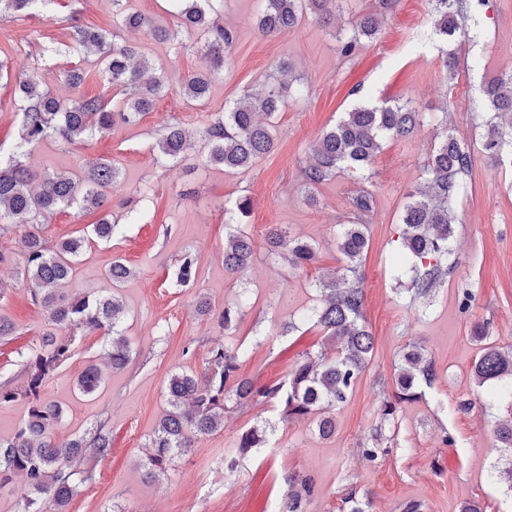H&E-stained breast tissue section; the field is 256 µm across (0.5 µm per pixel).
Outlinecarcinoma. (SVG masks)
<instances>
[{
  "instance_id": "carcinoma-1",
  "label": "carcinoma",
  "mask_w": 512,
  "mask_h": 512,
  "mask_svg": "<svg viewBox=\"0 0 512 512\" xmlns=\"http://www.w3.org/2000/svg\"><path fill=\"white\" fill-rule=\"evenodd\" d=\"M57 0H0V16L24 21L53 11ZM182 28L200 36L197 48L206 60L205 68L182 82L183 95L195 102L208 98L213 72L224 65V50L234 39L231 29L218 23L212 13L215 0H172ZM345 0H262L259 32L274 36L296 27L304 15L311 14L324 24L330 21ZM488 0H432V22L439 40L450 45L469 34L467 22L480 24V13ZM396 0H371V6L359 16L349 35L338 39V50L350 57L362 41L379 35L382 20L393 11ZM112 12L118 23L130 29H147L161 40H175L171 30L156 26L146 16L126 10L125 0H112ZM67 51L74 55L94 53L100 73L108 86L119 89L121 98L108 103L104 95H83L71 102L40 88L34 78L19 79L15 105L21 115L19 140L5 160L0 159V236L19 226L24 234V261L20 271L30 288L33 303L46 313L48 329L38 344L17 351V363L23 378L21 385L0 383V405L23 400L26 416L10 435L0 436V490L18 475L29 489L23 512H66L79 489L93 480L92 460L107 457L112 439L103 420L75 439L58 443L57 426L64 419L63 406L48 398L44 389L48 380L72 356L74 333L81 328L102 332L112 370L127 367L132 348L123 333L126 306L112 292L68 297L60 292L67 283L79 257L97 241H110L119 231L109 215H104L91 230L55 243L41 234L40 221L64 207L87 210L102 208L118 186L119 168L111 162L96 161L85 176L75 180L66 175H47L40 190L31 189L35 174L24 163L27 149L52 138L64 150L87 137L112 130L117 125H136L150 111L165 87V75L133 43H111L82 26L67 33ZM303 89L293 69L281 65L269 75L263 90L246 96L224 111L206 120L199 131L208 143V162L239 171L251 167L270 154L275 141L272 119L288 100L300 97ZM485 108L482 116L485 134L481 151L494 161L512 158V71L483 80L479 86ZM429 119L409 100L359 104L325 130L313 143V162L303 168L302 183L308 200L314 190L341 172L364 183L349 199L347 223L340 225L337 249L341 265L318 280L322 294L320 305L303 320L312 321L324 333L316 352H304L285 380L255 386L240 375L247 352L229 344L211 347L203 370H182L170 376L165 387L168 410L150 439V451L140 464L141 475L155 482L168 471L173 459L187 454L196 440L224 429V414L260 399L269 401L285 421L311 420L323 439L336 433V418L326 409L344 405L369 365L374 336L364 320L365 293L359 268L368 246L366 223L376 207L375 194L365 184L372 181L371 165L389 139L408 137L415 127ZM191 148L184 130L177 123L164 127L156 140L159 160L177 158ZM474 152L448 129L431 148L425 164L423 185L408 193L401 217L400 247L392 256L395 270L415 273L412 300H426L448 277L449 240L452 236V203L463 197L466 179L474 164ZM255 243L245 232L229 233L224 239V270L240 276L253 260ZM266 254L293 269L316 263V247L286 229L274 226L264 239ZM197 256L184 251L178 258L173 278L181 286L195 282ZM133 274L122 260L112 261L107 279L116 288ZM69 331L62 336L60 332ZM487 325L474 327L473 338L481 344L472 368L478 386L490 388L491 396L507 409V417L495 423L498 447L512 453V351L505 352L488 341ZM437 377L434 362L421 349L413 347L402 355L395 379V390L384 398L376 411L377 425L372 446L361 454L374 461L389 452L382 447L385 431L395 428L405 403L416 400L420 384H432ZM104 379L99 369L88 366L79 376L76 391L90 396ZM267 441V427L253 426L237 438L235 451L224 460L232 472L239 458ZM312 478L288 477V489L278 512H306L314 494Z\"/></svg>"
}]
</instances>
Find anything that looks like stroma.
Returning a JSON list of instances; mask_svg holds the SVG:
<instances>
[{"instance_id":"obj_1","label":"stroma","mask_w":512,"mask_h":512,"mask_svg":"<svg viewBox=\"0 0 512 512\" xmlns=\"http://www.w3.org/2000/svg\"><path fill=\"white\" fill-rule=\"evenodd\" d=\"M258 6L259 0H224L222 20L234 40L203 102L189 101L181 92L184 78L205 61L190 51L197 36L178 29L170 0H129L128 8L177 29L174 43L144 29L115 27L112 0H58L47 16L25 22L0 18V56L8 59L13 76L36 78L61 100L103 89L96 58L81 60L55 50L73 25L102 31L118 43H135L167 76L165 92L137 125L116 127L67 150L48 138L26 158L38 173L76 179L97 158L112 160L121 170L107 208L122 231L86 251L64 294L106 288L105 271L115 258L133 270L119 290L127 309L123 328L133 347L131 364L112 371L102 336L85 329L76 335L72 358L45 387L65 409L58 441L103 419L112 433L111 454L96 464L94 482L81 487L67 512H266L285 492L283 478L291 474L309 475L316 482L307 512H340L351 489L366 512H403L412 501L421 502L423 512H460L468 501L479 502L483 512H512V488L496 476L507 457L491 434L505 409L471 375L480 350L472 337L476 324L488 323L491 342L512 350V165L476 157L467 178L470 190L453 210L455 266L429 304L412 303L409 280H397L389 258L407 195L421 182L423 159L442 134L428 122L412 137L388 142L372 166L377 208L368 221L361 271L364 318L375 343L352 396L335 411V435L321 439L310 421L282 422L270 403L255 402L229 414L223 430L200 438L189 455L174 459L159 481H143L138 463L168 408L165 386L171 373L201 370L208 348L230 341L247 348L242 372L261 386L283 379L298 353L319 350L322 333L302 316L319 303L318 279L339 265L336 227L347 221L356 188L344 173L318 186L315 201H306L301 172L322 131L361 102L409 99L425 112L447 111L454 135L476 144L484 134L474 121L483 109L479 84L483 76L512 70V0H488L476 31L456 46L459 74L453 80L433 34L429 0H399L378 37L350 57L340 55L337 37L350 33L368 0H345L335 28L308 15L274 37L259 33ZM476 59L481 62L477 68L472 65ZM282 63L300 77L303 94L275 117L273 152L249 170L228 173L208 163L207 150L198 142L181 158L157 164L154 144L167 123L176 121L196 132ZM77 65L87 77L76 90L63 73ZM145 186L153 190V220L128 223L126 206ZM245 197L251 207L243 214L236 203ZM99 217L96 211L66 208L45 219L43 233L54 242ZM274 225L315 244L317 262L299 272L260 252L243 277L229 278L225 235L238 228L259 241ZM23 235L19 228L0 237V283L9 287L0 299V319L18 328L12 340L0 341V382L17 377V350L38 342L45 327L42 308L33 304L18 274ZM187 250L198 257V274L193 287L183 288L172 270ZM466 290L474 300L464 310L460 303ZM243 292L249 300L236 327L224 333L217 314L236 304ZM202 296L210 300L213 317L196 315ZM410 345L432 359L437 378L423 387L422 398L404 405L388 454L367 461L359 446L368 441L375 412L392 392L402 351ZM187 347L192 350L188 356L183 353ZM92 364L105 376L102 387L91 396L75 397L78 377ZM464 399L474 403L466 412L457 408ZM257 424L267 426V443L253 449L236 471H225V453L241 431Z\"/></svg>"}]
</instances>
